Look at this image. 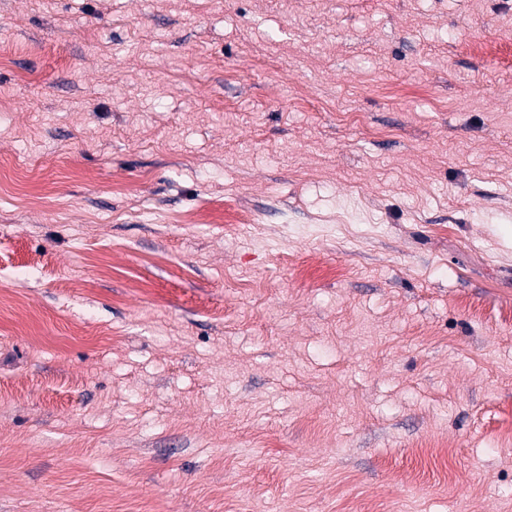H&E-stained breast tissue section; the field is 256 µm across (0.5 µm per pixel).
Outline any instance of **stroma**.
<instances>
[{
  "label": "stroma",
  "mask_w": 512,
  "mask_h": 512,
  "mask_svg": "<svg viewBox=\"0 0 512 512\" xmlns=\"http://www.w3.org/2000/svg\"><path fill=\"white\" fill-rule=\"evenodd\" d=\"M0 512H512V0H0Z\"/></svg>",
  "instance_id": "35a3bbf8"
}]
</instances>
